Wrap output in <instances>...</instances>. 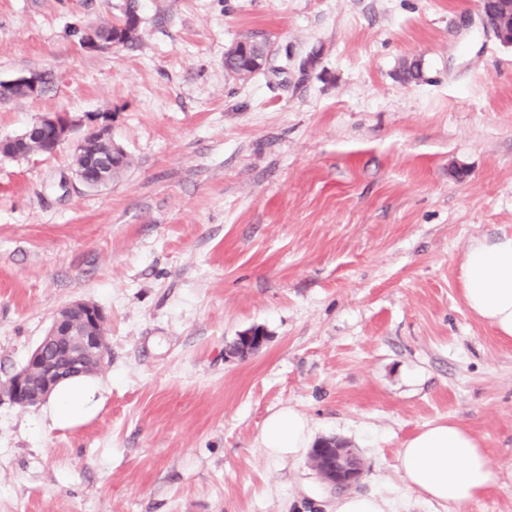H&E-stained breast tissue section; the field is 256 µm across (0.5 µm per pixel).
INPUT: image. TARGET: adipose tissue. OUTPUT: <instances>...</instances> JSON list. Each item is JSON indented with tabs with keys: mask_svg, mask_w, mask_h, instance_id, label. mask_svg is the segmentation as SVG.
Masks as SVG:
<instances>
[{
	"mask_svg": "<svg viewBox=\"0 0 512 512\" xmlns=\"http://www.w3.org/2000/svg\"><path fill=\"white\" fill-rule=\"evenodd\" d=\"M461 270L468 311L500 340L512 342V233L472 242ZM96 391L85 378L64 382L54 396L56 421H69L88 409ZM312 439L307 419L290 408L270 414L261 433V444L273 461L304 453ZM399 456L407 493L424 503L460 508L478 502L495 482L480 438L454 421L425 425L402 443Z\"/></svg>",
	"mask_w": 512,
	"mask_h": 512,
	"instance_id": "obj_1",
	"label": "adipose tissue"
}]
</instances>
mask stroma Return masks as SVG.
<instances>
[{
	"label": "stroma",
	"instance_id": "35a3bbf8",
	"mask_svg": "<svg viewBox=\"0 0 512 512\" xmlns=\"http://www.w3.org/2000/svg\"><path fill=\"white\" fill-rule=\"evenodd\" d=\"M126 5L0 0V82L48 76L0 102V137L104 113L131 159L97 189L70 143L0 159V380L74 301L109 349L91 413L0 404V512H329L308 455L260 445L285 407L386 497L402 442L456 421L494 485L409 512H512V344L459 282L472 240L512 231V47L481 0H136L138 42L85 49ZM247 36L270 54L242 80L224 52Z\"/></svg>",
	"mask_w": 512,
	"mask_h": 512
}]
</instances>
